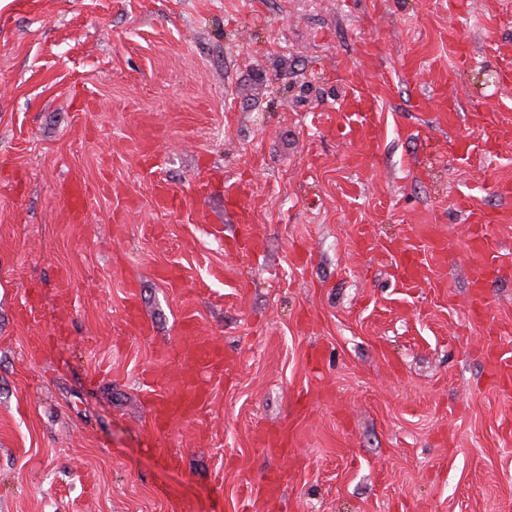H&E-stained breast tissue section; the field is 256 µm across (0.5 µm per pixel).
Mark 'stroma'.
<instances>
[{
    "label": "stroma",
    "instance_id": "stroma-1",
    "mask_svg": "<svg viewBox=\"0 0 512 512\" xmlns=\"http://www.w3.org/2000/svg\"><path fill=\"white\" fill-rule=\"evenodd\" d=\"M511 68L512 0H0V512H248L278 471L263 512H512V387L486 365L512 362V222L477 315L455 207L512 211V143L477 134L512 121ZM159 181L184 209L156 207ZM242 185L247 252L224 206ZM421 224L447 260L406 288L378 250ZM185 326L224 373L162 433L185 365L157 352ZM261 430L296 439L283 456Z\"/></svg>",
    "mask_w": 512,
    "mask_h": 512
}]
</instances>
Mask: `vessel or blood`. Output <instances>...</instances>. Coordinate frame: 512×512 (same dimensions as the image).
Returning a JSON list of instances; mask_svg holds the SVG:
<instances>
[{
	"label": "vessel or blood",
	"instance_id": "b4317fda",
	"mask_svg": "<svg viewBox=\"0 0 512 512\" xmlns=\"http://www.w3.org/2000/svg\"><path fill=\"white\" fill-rule=\"evenodd\" d=\"M226 205L237 216L232 237L234 246H250L254 240L255 227L250 218L244 190L227 194ZM457 206L475 226L467 241L466 252L471 276V308L473 312L478 313L486 308L489 301L488 288L496 258V246L486 237L485 229L512 220V214L505 211L493 215L477 212L471 210L468 201L463 198L458 200ZM421 231L428 238L427 251L413 248L394 257L400 278L406 283L413 282L418 277L424 261L442 263L446 260V241L436 235L430 226H422ZM180 356L188 368L174 380L178 391L177 398H163L153 404V424L161 432L181 423L189 413L204 405L207 399V382L222 375L224 370V353L221 346L215 341L196 336L194 331L188 328L183 331Z\"/></svg>",
	"mask_w": 512,
	"mask_h": 512
}]
</instances>
